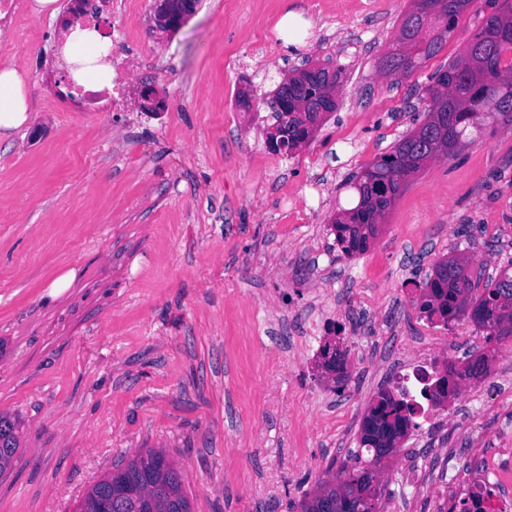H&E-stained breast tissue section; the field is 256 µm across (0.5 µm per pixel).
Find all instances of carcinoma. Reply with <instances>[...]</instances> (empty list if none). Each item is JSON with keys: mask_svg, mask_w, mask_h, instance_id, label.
<instances>
[{"mask_svg": "<svg viewBox=\"0 0 512 512\" xmlns=\"http://www.w3.org/2000/svg\"><path fill=\"white\" fill-rule=\"evenodd\" d=\"M165 25L178 26L192 13L196 0H168ZM473 0H412L401 22L400 33L381 61L386 75L410 76L442 49L448 34ZM490 12L463 55L434 74L427 88L430 105L418 127L399 140L389 152L355 176L351 188L357 195L354 207L333 219L336 241L347 256L366 250L378 233V225L400 196L410 178L424 164L439 156L456 155L470 130H480L486 121L512 123V0H486ZM423 30L427 41L423 52L404 43L407 26ZM340 72L328 68L292 70L288 83L277 91L276 100L288 102V111H275V132L267 144L275 153L295 150L309 136V125L322 113L336 109L335 89ZM416 300L420 312L438 315L448 324L468 317L486 333V341L498 343L512 336V277L489 279L476 288L473 272L457 258H444L432 268ZM409 416L390 420L381 406L371 407L361 431L359 447L371 456L367 464L349 472L340 484L325 481L311 497L299 504L301 512H374L372 484L375 468L396 451L397 438L412 424ZM19 448L14 423L0 416V472L10 467ZM164 452L149 449L132 456L123 466L96 482L80 502L83 512H98L101 493L115 484L123 498L112 504V512H191L182 479L173 463L144 475L152 460Z\"/></svg>", "mask_w": 512, "mask_h": 512, "instance_id": "1", "label": "carcinoma"}]
</instances>
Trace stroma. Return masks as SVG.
<instances>
[{
  "label": "stroma",
  "mask_w": 512,
  "mask_h": 512,
  "mask_svg": "<svg viewBox=\"0 0 512 512\" xmlns=\"http://www.w3.org/2000/svg\"><path fill=\"white\" fill-rule=\"evenodd\" d=\"M410 0H198L178 30L144 25L165 112L64 111L45 94L63 71L58 16L0 40V68L31 72L29 120L0 133V414L20 447L0 473V512H74L141 449L178 467L191 512H298L319 482L346 480L385 383L382 345L411 349L429 320L403 291L441 259L493 277L512 263V125L496 121L456 157L426 163L367 250L340 255L327 226L354 206L348 181L424 118L434 73L479 29L474 0L441 52L410 77L379 63ZM340 73L332 121L290 153L266 146L269 102L292 68ZM250 92L247 105L239 93ZM250 111L252 125L239 124ZM356 142L346 152L344 138ZM307 266L288 280L269 256ZM335 277L326 309L362 330L352 383L327 391L291 359L311 336L278 335L309 309L308 273ZM448 338L512 378V337L467 323ZM512 445V387L451 429L413 427L386 457L378 512H439L449 477ZM450 454L452 474L429 472ZM414 469L417 488L402 486Z\"/></svg>",
  "instance_id": "35a3bbf8"
}]
</instances>
